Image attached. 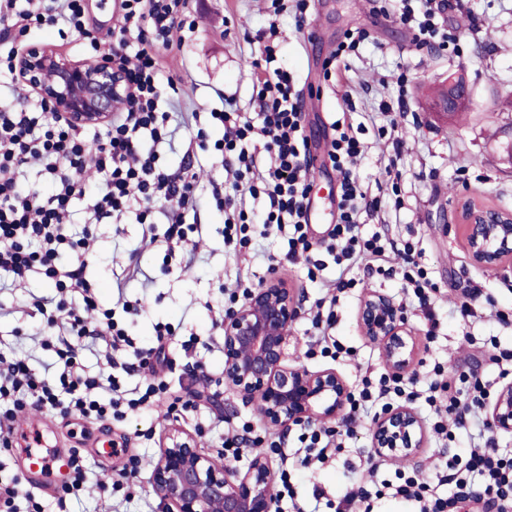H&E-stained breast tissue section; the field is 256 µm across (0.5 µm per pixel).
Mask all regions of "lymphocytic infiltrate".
I'll return each instance as SVG.
<instances>
[{"label":"lymphocytic infiltrate","mask_w":512,"mask_h":512,"mask_svg":"<svg viewBox=\"0 0 512 512\" xmlns=\"http://www.w3.org/2000/svg\"><path fill=\"white\" fill-rule=\"evenodd\" d=\"M394 19L412 33L417 47L441 49L448 43L445 13L450 0H400ZM123 24L106 50L126 74L129 94L123 109L113 113L105 130H78L57 117L48 106L0 107V288H15L36 273L50 282L51 293L32 296L31 315L40 317L54 344L56 359L45 369L27 360L0 355V446L11 447L18 415L37 409L85 421L105 420L155 407L167 400L168 385L156 378L144 387L122 388L115 369L130 371L129 356L147 355L165 360V332H157L149 349L135 346L114 316L100 309L86 276L87 258L94 251L89 231L66 234L76 200L84 198L83 175L94 171L101 191L90 210L95 223L116 224L131 205H139L144 222L143 242H154L152 214L166 224L169 244L184 246L191 237H203L205 228L187 223L201 194H209L224 212L225 246H247L253 236L279 234L287 239L286 259L312 256L305 207L309 200L311 148L304 134L303 92L292 73L277 66L276 51L264 46L252 59L254 89L259 104L256 119L214 109L207 115L191 113L198 128L189 139L186 155L212 145L232 175L230 186L210 182L201 186L193 164L170 169L165 152L174 150L177 127L168 112L169 99L160 82L161 53L173 46L172 33L184 28L182 0H120ZM0 27L26 35L31 28H55L60 38L84 41L89 54L103 51L86 20V0H0ZM219 126L224 136L209 141L207 127ZM334 136L327 153L339 188L337 219L328 232L323 257L312 265L322 271L335 267L337 292L356 287L357 270L384 277L400 276L408 303L430 308L439 288L412 241L395 242L387 234L358 232L362 216L377 214L380 198L364 187L358 164L366 152L361 138L364 124L346 118L331 123ZM38 167L55 183L54 193L41 194L23 182L27 168ZM266 198L268 207L257 212L254 203ZM106 344L104 366L86 372L79 353L87 340ZM490 383L473 371L449 370L434 363L421 381L405 383L388 376H362L353 393L348 416L370 414L389 400L404 398L437 412L433 430L440 448L453 439L449 424H477L476 443L461 455L446 454L429 481L413 475L399 482H383L392 496L414 502L417 512H454L467 503L477 512H512V456L487 437L483 406ZM301 464L326 463L343 448L338 430L303 428L298 437Z\"/></svg>","instance_id":"f902f5d3"}]
</instances>
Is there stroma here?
Instances as JSON below:
<instances>
[{
    "instance_id": "35a3bbf8",
    "label": "stroma",
    "mask_w": 512,
    "mask_h": 512,
    "mask_svg": "<svg viewBox=\"0 0 512 512\" xmlns=\"http://www.w3.org/2000/svg\"><path fill=\"white\" fill-rule=\"evenodd\" d=\"M282 5L279 15L272 17L266 0H185L194 29L185 33L180 48L164 57L165 73L177 87L171 95L176 111L207 112L223 108L229 100L239 111L254 112L253 74L246 60L259 46H277L281 65L298 78L300 89H318L306 102L304 130L309 140L329 145L328 117L340 111L343 96H350L357 111L369 115L372 126L363 136L367 155L362 173L371 183L393 153L390 140L377 133L378 126L386 122L379 105L405 101L407 134L398 161L402 178L397 194L403 206L386 210L380 219L366 218L361 229L368 232L386 223L390 238H415L425 251L430 276L441 290L434 304L438 338L428 339L430 322L420 309L406 310L424 364L436 359L452 367L481 363L477 350L460 343L463 320L457 304L466 290L478 286L490 289L498 307H512V265L496 271L473 266L457 212L466 201L512 210V0H464L462 9L449 11L448 25L456 30L457 38L444 50L416 47L407 30L373 12L370 0H312L311 26L318 32L313 39L297 31L291 0H282ZM356 30L369 31L371 37L351 57L346 80L337 85L323 80L322 60L347 33ZM400 69L408 78L402 88L392 81ZM458 71L468 79L471 106L443 121L434 114L435 92ZM317 188L320 218L310 233L318 240L336 221V173L330 164H322ZM199 215L206 226L204 241L197 250H179L172 256L167 255L161 238L141 246L142 226L135 219H128L119 231L110 224L92 228L96 254L88 262L87 275L96 285L100 308H116L121 296L139 301L137 313L123 316L122 321L143 348L151 347L156 325H169L173 330L166 345L170 392L183 399L191 386L198 396L193 409L176 418L145 410L119 420L78 424L59 415H28V422L50 430L58 447H70L72 434L81 436L94 481L80 499L70 502L69 512H163L150 475L159 439L175 425L195 434L199 448L214 458L223 448L225 433L238 429L245 420L253 421L258 435L281 439V451L272 454V462L296 450L299 427L284 432L266 425L254 405L216 385V378L224 374V352L222 330L214 321L224 307L226 290L235 288L237 278L248 277L254 285L277 276L294 289L307 309L322 296V285L308 279L302 264L281 261L270 265V257L281 253L279 238L256 239L239 254L224 245L223 212L204 202ZM137 246L142 249L141 273L124 291H117L114 275L121 272L129 249ZM368 289L400 303L405 300L398 278L378 275L367 278L365 287L350 289L341 297L335 307L333 334L344 346L357 349V362L306 356L309 320L304 316L289 329V362L312 370L335 368L353 385L363 375L385 372L378 346L361 335L357 323L359 301ZM50 290V284L37 275L25 289L0 290V309L7 312L0 319L1 347L39 363L50 361L49 352L26 338L27 333L41 329L42 322L24 306L27 293ZM192 335L199 343L189 354L182 343ZM370 425V417L357 420L335 460L294 471L299 502H311L317 487L333 497L350 488L348 464L358 454H369ZM108 440L123 445V452L106 459L96 456V449ZM120 471L127 475L122 490L102 488L95 481L103 473Z\"/></svg>"
}]
</instances>
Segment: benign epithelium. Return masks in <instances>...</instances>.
I'll return each instance as SVG.
<instances>
[{
    "label": "benign epithelium",
    "instance_id": "7a95c632",
    "mask_svg": "<svg viewBox=\"0 0 512 512\" xmlns=\"http://www.w3.org/2000/svg\"><path fill=\"white\" fill-rule=\"evenodd\" d=\"M15 73L27 87L71 125L104 127L128 93L124 72L111 57L75 60L49 44L27 45L15 60ZM464 77L448 81L455 111L469 108ZM471 263L496 270L512 263V211L464 203L459 210ZM301 309L290 288L269 279L224 317V387L256 404L265 422L284 429L315 423L342 424L351 386L333 368L311 370L288 362V329ZM357 320L368 340L381 348L389 373L414 376L419 348L403 306L376 291L366 293ZM490 428L512 433V381L500 385L484 405ZM424 442L418 413L406 404L388 406L370 426L371 454L391 460L416 456ZM151 485L165 512H273L275 475L264 453L246 469L218 464L203 454L189 432L173 430L161 442Z\"/></svg>",
    "mask_w": 512,
    "mask_h": 512
}]
</instances>
